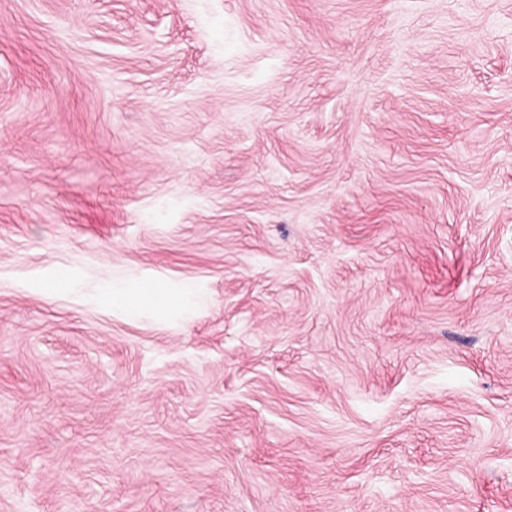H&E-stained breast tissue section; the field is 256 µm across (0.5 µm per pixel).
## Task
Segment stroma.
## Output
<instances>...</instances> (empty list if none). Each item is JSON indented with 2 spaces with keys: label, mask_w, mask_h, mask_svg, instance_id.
<instances>
[{
  "label": "stroma",
  "mask_w": 512,
  "mask_h": 512,
  "mask_svg": "<svg viewBox=\"0 0 512 512\" xmlns=\"http://www.w3.org/2000/svg\"><path fill=\"white\" fill-rule=\"evenodd\" d=\"M0 512H512V0H0ZM181 303L179 292H170L149 281H144L135 288H116L112 291V309L131 316L146 309L160 312L177 309Z\"/></svg>",
  "instance_id": "35a3bbf8"
}]
</instances>
